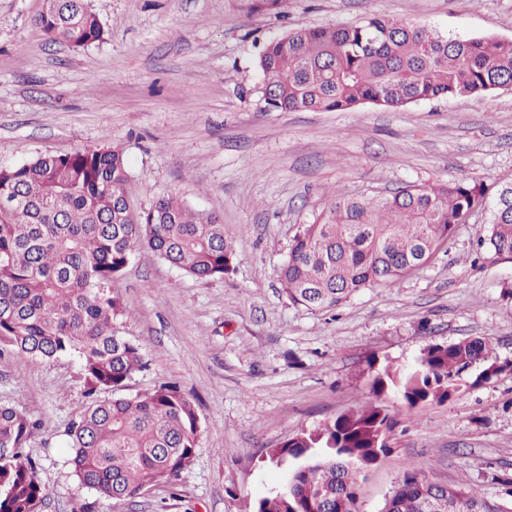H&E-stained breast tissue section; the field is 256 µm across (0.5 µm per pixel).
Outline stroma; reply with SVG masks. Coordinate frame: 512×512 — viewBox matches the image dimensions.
I'll return each instance as SVG.
<instances>
[{"label":"stroma","mask_w":512,"mask_h":512,"mask_svg":"<svg viewBox=\"0 0 512 512\" xmlns=\"http://www.w3.org/2000/svg\"><path fill=\"white\" fill-rule=\"evenodd\" d=\"M89 4L105 34L74 50L35 26L42 0H0V165L118 147L133 210L172 194L220 214L234 262L224 278L199 280L142 251L112 286L127 305L120 328L148 361L129 392L172 381L197 407L194 461L175 487L100 500L63 446L85 400L77 355L0 361V403L42 423L26 444L46 489L40 512H238L282 481L266 449L364 403L370 361L402 368L428 345L474 337L491 341L507 370L415 408L368 472L358 508L381 512L406 463L498 496V475L512 474V303L499 296L512 259L476 252L488 212L459 225L423 268L331 313L291 304L278 267L332 194L512 181V91L396 110L271 112L255 58L289 29L372 15L512 40V0H288L280 19L247 15L239 0Z\"/></svg>","instance_id":"stroma-1"}]
</instances>
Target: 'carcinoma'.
<instances>
[{
    "mask_svg": "<svg viewBox=\"0 0 512 512\" xmlns=\"http://www.w3.org/2000/svg\"><path fill=\"white\" fill-rule=\"evenodd\" d=\"M252 14H281L286 0H240ZM36 24L52 43L85 48L104 30L87 0H56ZM255 67L271 112H347L365 104L400 109L439 98L512 89V40L453 38L425 26L368 17L354 24L296 28L265 41ZM123 152L108 144L0 166V348L17 356L81 360L86 403L68 427L79 482L103 500H129L172 487L193 463L200 419L172 382L126 393L144 362L120 331L123 299L110 293L137 251L200 280L222 278L234 261L216 213L199 214L173 195L136 213L124 191ZM490 214L480 245L512 259V182L489 194L482 181L421 187L386 196L335 195L303 225L278 277L290 302L334 309L366 288L426 265L459 224ZM507 364L480 338L431 344L406 369L376 371L369 399L315 430H302L266 459L282 485L240 512H354L365 472L392 451L395 429L425 403H445ZM112 398L101 399L99 394ZM396 396L401 415L383 402ZM0 404V512H39L45 488L25 444L40 430ZM497 499L441 484L406 465L383 512H512V477Z\"/></svg>",
    "mask_w": 512,
    "mask_h": 512,
    "instance_id": "obj_1",
    "label": "carcinoma"
}]
</instances>
